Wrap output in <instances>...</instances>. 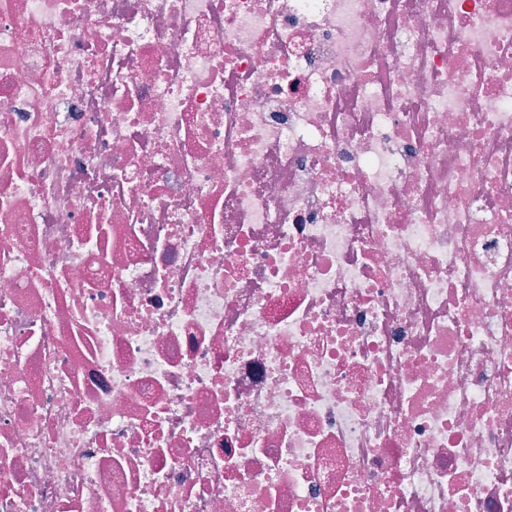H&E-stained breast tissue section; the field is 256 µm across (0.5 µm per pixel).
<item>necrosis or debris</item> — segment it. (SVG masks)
I'll use <instances>...</instances> for the list:
<instances>
[{"label": "necrosis or debris", "instance_id": "1", "mask_svg": "<svg viewBox=\"0 0 512 512\" xmlns=\"http://www.w3.org/2000/svg\"><path fill=\"white\" fill-rule=\"evenodd\" d=\"M0 512H512V0H0Z\"/></svg>", "mask_w": 512, "mask_h": 512}]
</instances>
